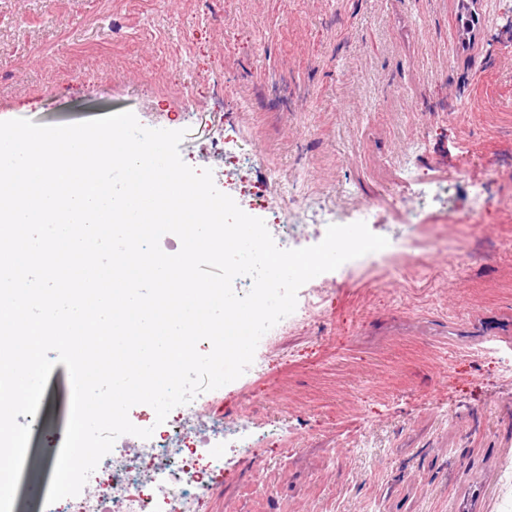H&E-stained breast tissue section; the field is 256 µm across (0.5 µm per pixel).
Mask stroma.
Wrapping results in <instances>:
<instances>
[{
	"label": "stroma",
	"instance_id": "35a3bbf8",
	"mask_svg": "<svg viewBox=\"0 0 512 512\" xmlns=\"http://www.w3.org/2000/svg\"><path fill=\"white\" fill-rule=\"evenodd\" d=\"M0 0V121L132 111L244 205L368 204L399 253L337 273L247 390L274 435L214 471L207 512H503L512 457V0ZM247 168L225 172V136ZM426 181L417 203L407 164ZM486 187L479 229L470 197ZM464 258L448 269L447 245ZM31 432L49 490L48 444ZM266 466H259V459Z\"/></svg>",
	"mask_w": 512,
	"mask_h": 512
}]
</instances>
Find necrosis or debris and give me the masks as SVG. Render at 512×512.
<instances>
[{
    "label": "necrosis or debris",
    "instance_id": "4bbe7bcc",
    "mask_svg": "<svg viewBox=\"0 0 512 512\" xmlns=\"http://www.w3.org/2000/svg\"><path fill=\"white\" fill-rule=\"evenodd\" d=\"M324 300L323 289L303 285L295 311L260 339L241 383L263 373L282 330L303 325L322 308ZM208 420L204 397L176 407L144 446H114L110 460L90 476L78 496L53 504L47 512H205L214 488L203 481V474L223 464L227 449L246 450L255 444L253 420L228 417L209 420L213 423L211 436L201 447H191L189 439L197 425Z\"/></svg>",
    "mask_w": 512,
    "mask_h": 512
}]
</instances>
